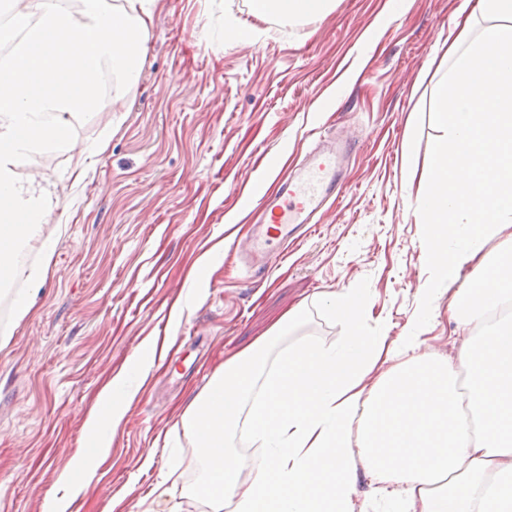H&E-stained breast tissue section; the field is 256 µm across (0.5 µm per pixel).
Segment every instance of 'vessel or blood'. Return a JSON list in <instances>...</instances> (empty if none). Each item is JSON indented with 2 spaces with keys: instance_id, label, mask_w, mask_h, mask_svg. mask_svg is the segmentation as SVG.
<instances>
[{
  "instance_id": "1",
  "label": "vessel or blood",
  "mask_w": 512,
  "mask_h": 512,
  "mask_svg": "<svg viewBox=\"0 0 512 512\" xmlns=\"http://www.w3.org/2000/svg\"><path fill=\"white\" fill-rule=\"evenodd\" d=\"M351 148L346 139L315 147L298 162L261 158V165L276 173L275 188L264 192L245 216L249 231L238 238L231 260L244 263L251 277L262 276L266 254L311 233L317 215L341 191L343 160Z\"/></svg>"
}]
</instances>
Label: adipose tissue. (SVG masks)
<instances>
[{
    "label": "adipose tissue",
    "mask_w": 512,
    "mask_h": 512,
    "mask_svg": "<svg viewBox=\"0 0 512 512\" xmlns=\"http://www.w3.org/2000/svg\"><path fill=\"white\" fill-rule=\"evenodd\" d=\"M22 2L10 25L24 35L0 61V216L13 218L20 241L47 222L53 194L17 167L39 151H72L68 130L96 107L103 71L138 70L157 0L112 8L80 0L75 10L63 0ZM481 14L495 21L475 39ZM459 15L442 43L450 67L439 86L450 105L437 120L445 133L418 185L435 271L425 292L455 285L448 314L460 332L485 322L488 332L454 362L413 355L416 337L403 339L407 360L365 396L360 387L384 339L362 335L364 301L350 290L334 309L350 328L352 353L309 344L272 367L263 342L233 355L187 414L211 501L233 499L236 512H347L358 457L403 487L398 512H512V324L492 320L512 306V0H479ZM496 238L504 248L492 262L484 248ZM218 391L224 407L214 410ZM243 423L270 449L248 480L228 447Z\"/></svg>",
    "instance_id": "1"
}]
</instances>
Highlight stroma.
<instances>
[{"label":"stroma","instance_id":"obj_1","mask_svg":"<svg viewBox=\"0 0 512 512\" xmlns=\"http://www.w3.org/2000/svg\"><path fill=\"white\" fill-rule=\"evenodd\" d=\"M459 3L332 0L321 16L285 19L256 16L252 0H160L138 72L73 121L75 151L26 164L59 207L22 247L27 269L49 266L32 311L19 315L0 289V512H42L85 462L94 476L78 512H211L190 487L203 458L185 412L227 357L264 338L273 361L311 343L345 351L332 306L346 291L366 303L364 334L391 345L416 332L419 353L457 359L452 291L423 300L430 228L417 197L443 133L437 83L418 76ZM252 28L260 39L228 38ZM328 127L357 145L345 189L248 279L228 256L234 224L271 180L257 152L299 157ZM198 266L207 279L191 277ZM107 387L125 414L101 422L109 448L89 462L84 424ZM395 490L355 461L352 512H390Z\"/></svg>","mask_w":512,"mask_h":512}]
</instances>
